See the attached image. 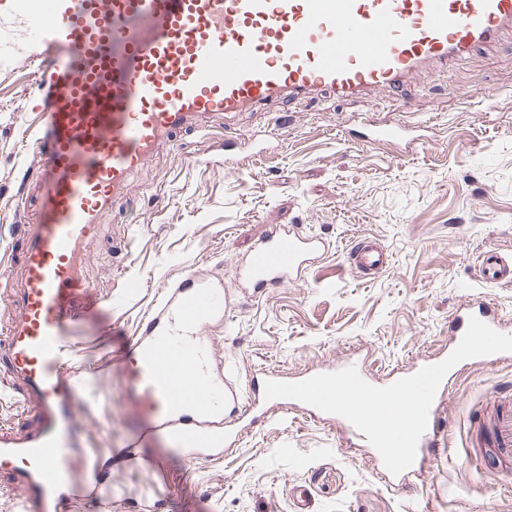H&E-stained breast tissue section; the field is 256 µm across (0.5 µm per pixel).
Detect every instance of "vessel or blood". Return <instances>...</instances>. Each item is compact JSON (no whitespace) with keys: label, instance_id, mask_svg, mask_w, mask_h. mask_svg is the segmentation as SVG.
Wrapping results in <instances>:
<instances>
[{"label":"vessel or blood","instance_id":"vessel-or-blood-1","mask_svg":"<svg viewBox=\"0 0 512 512\" xmlns=\"http://www.w3.org/2000/svg\"><path fill=\"white\" fill-rule=\"evenodd\" d=\"M512 28V0H0V70L38 49L42 114L34 144L41 220L22 227V285L0 340V385L31 408L20 432L0 428V474L22 512H76L108 487L117 458L134 459V444L105 449L86 464L77 395L86 382L68 371L86 322L102 299L82 277V252L96 239L104 211L127 194L130 177L170 132L215 113L232 117L268 99L348 97L394 91L427 62L456 63ZM374 140L405 139V123L370 121ZM326 249L322 237L295 226L273 227L238 263V283L258 292L301 280ZM387 262L377 242L348 253L367 276ZM491 286L512 285V256L480 261ZM222 282L190 270L166 289L143 319L133 344L125 395L141 421L139 440L167 436L188 460L223 455L243 434L277 412L322 418L293 399H266L279 371L253 376L249 392L214 354L209 330L223 321ZM512 335L489 301L458 308L449 342L457 347L470 318ZM457 369L443 377L414 463L407 473L378 474L392 486L427 472L448 443L441 409ZM484 446L512 470V390L488 412Z\"/></svg>","mask_w":512,"mask_h":512}]
</instances>
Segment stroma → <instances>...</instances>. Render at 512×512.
<instances>
[{
	"label": "stroma",
	"mask_w": 512,
	"mask_h": 512,
	"mask_svg": "<svg viewBox=\"0 0 512 512\" xmlns=\"http://www.w3.org/2000/svg\"><path fill=\"white\" fill-rule=\"evenodd\" d=\"M39 78L33 56L0 73V336L14 313L9 291L22 281L11 244L41 212L31 110ZM401 103L429 126L428 141L410 153L401 141L364 142L361 121L392 117ZM270 128L261 147L228 155L224 119L213 116L135 173L130 197L113 201L82 256L103 300L86 335L105 322L111 346L128 349L164 287L187 269L224 283L231 317L210 334L242 385L262 368L301 373L348 356L376 373L408 367L447 348L455 311L471 301L489 300L512 318V286L477 277L479 255H512V33L452 67H427L395 95L277 99L233 120L249 143ZM275 224L314 231L328 249L302 280L241 292L238 260ZM363 236L389 254L372 278L348 265ZM128 278L142 286L125 295ZM126 374L119 364L98 374L80 405L92 449L123 447L135 431ZM509 384L512 363L463 371L441 411L454 460L400 489L381 481L368 449L339 425L278 413L220 459L186 460L165 438L144 445L84 512H297L298 488L306 512H512V472L481 468L474 440L481 414ZM160 456L162 472L153 465Z\"/></svg>",
	"instance_id": "35a3bbf8"
}]
</instances>
